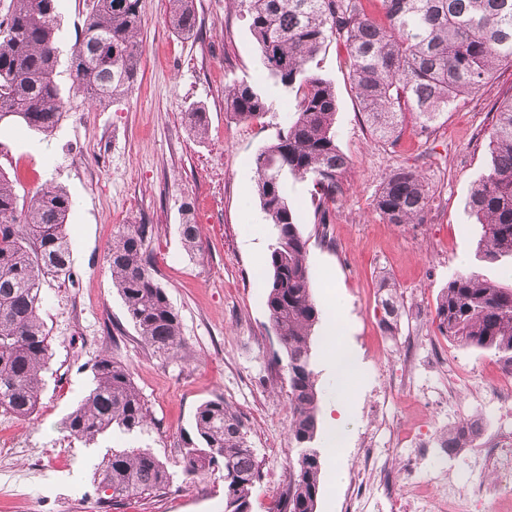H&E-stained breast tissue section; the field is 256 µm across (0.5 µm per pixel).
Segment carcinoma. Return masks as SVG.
Here are the masks:
<instances>
[{
  "mask_svg": "<svg viewBox=\"0 0 512 512\" xmlns=\"http://www.w3.org/2000/svg\"><path fill=\"white\" fill-rule=\"evenodd\" d=\"M61 0H10L0 21V124L22 122L50 134L64 102L56 82ZM249 21L264 67L285 91L295 93L297 110L286 130L255 157L260 206L273 226L267 267V307L288 356L291 439L314 458L296 466L284 498L273 512H315L320 485L317 374L311 337L321 319L306 264L307 240L298 214L284 192V180L308 179L317 200L313 223L333 243L326 225L330 205L343 195L347 157L333 129L336 93L309 67L327 41L343 40L360 112L372 133L400 137L412 117L425 128L460 98L477 90L501 65H512V0H381L383 17L367 12L363 0H236ZM170 26L184 34L197 28L193 0H168ZM140 0H92L73 45L71 70L77 88L95 106L128 95L141 65ZM227 107L243 121L262 117L271 104L246 84L227 90ZM487 171L473 185L468 208L482 226L478 251L490 261L512 260V94L496 108L489 132ZM428 191L411 168L385 177L375 207L389 224H420ZM71 201L65 190L46 187L19 196L0 170V408L18 418L39 405L41 372L51 358L50 336L39 312L41 285L70 272L66 230ZM179 225L188 251L201 250L199 226L189 214ZM150 224H122L112 236L107 263L142 344L163 357L182 349L178 313L155 278L148 251ZM380 326H397L401 304L396 286L382 284ZM438 328L448 341L490 350L512 370V287L475 273L448 282L439 299ZM68 436L84 444L109 431L131 437L98 468L99 487L110 499L160 491L173 481L167 464L141 445L153 432L149 407L128 367L107 355L93 367L87 395L64 418ZM183 473L193 476L224 468V512H248L262 471L244 424L224 399L200 404L193 434L182 440Z\"/></svg>",
  "mask_w": 512,
  "mask_h": 512,
  "instance_id": "1",
  "label": "carcinoma"
}]
</instances>
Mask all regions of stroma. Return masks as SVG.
<instances>
[{
	"mask_svg": "<svg viewBox=\"0 0 512 512\" xmlns=\"http://www.w3.org/2000/svg\"><path fill=\"white\" fill-rule=\"evenodd\" d=\"M168 8L167 0H141L138 81L127 98L99 109L75 92L70 75L71 47L90 2L63 0L57 83L65 112L58 128L50 137L21 124L0 129V171L17 176L18 195L51 184L72 200V274L42 285L40 317L53 356L38 410L25 420L0 411V440L14 443L10 454H0V512H224L223 469L189 478L179 456L197 407L218 397L242 417L262 467L251 512H273L288 488L299 450L289 437L288 358L267 309L271 232L256 194L254 158L287 127L296 98L264 69L248 22L231 0H194L198 30L189 36L174 32ZM311 66L335 89L336 144L349 160L344 193L331 207L333 246L318 238L309 182L284 183L308 241L312 293L322 311L311 344L320 427L337 415L336 379L324 344L332 318H340L364 370L355 384L356 423L341 455L324 453V437L315 440L323 451L316 512H346L350 503L355 512H371L353 500L354 476L362 470L377 477L383 466L402 470L409 451L396 447L393 432L420 428L433 435L452 415L493 416L500 429L512 428V414L496 413L485 401L502 365L492 352L449 343L436 320L437 300L457 274L512 286V265L479 254L481 226L468 209L471 188L487 170L496 104L512 94V67L500 66L436 126L424 131L407 124L391 144L372 136L358 108L342 43L328 42ZM241 82L272 101L271 111L250 122L235 119L225 92ZM196 108L207 114L201 136L185 118ZM400 167L415 168L429 188L423 223L389 224L375 209L384 177ZM188 216L202 237V250L193 256L179 233ZM140 223L155 227L148 248L180 318L184 352L178 358L142 347L112 286L105 261L112 234L118 225ZM384 281L397 286L403 303L392 334L379 323ZM407 345L417 367L406 391L395 376ZM436 352L468 372V381L452 383L447 372L431 368ZM104 354L129 367L157 423L151 451L173 473L165 492L109 507L101 503L96 470L127 436L105 435L87 447L61 425ZM45 462L47 475L29 482V470ZM436 472L448 473L464 495L474 483L494 479L491 472L471 471L466 457L435 447L416 461L404 496L414 497Z\"/></svg>",
	"mask_w": 512,
	"mask_h": 512,
	"instance_id": "35a3bbf8",
	"label": "stroma"
}]
</instances>
